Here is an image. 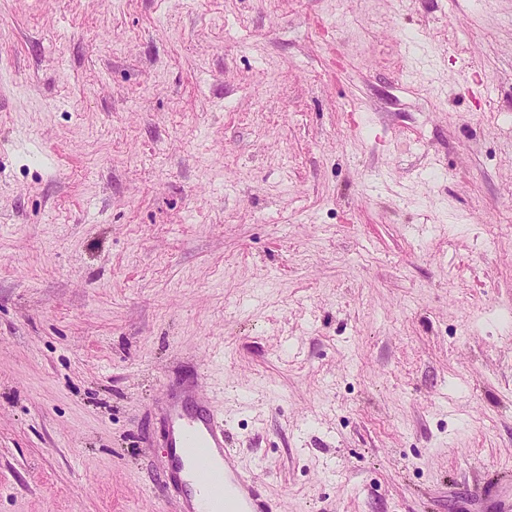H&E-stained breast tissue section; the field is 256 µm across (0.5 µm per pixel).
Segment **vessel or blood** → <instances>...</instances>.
Segmentation results:
<instances>
[{"label":"vessel or blood","mask_w":512,"mask_h":512,"mask_svg":"<svg viewBox=\"0 0 512 512\" xmlns=\"http://www.w3.org/2000/svg\"><path fill=\"white\" fill-rule=\"evenodd\" d=\"M165 445L169 472L160 497L179 494V512H274L271 501L225 446L224 421L215 406L184 389L167 406Z\"/></svg>","instance_id":"b4317fda"}]
</instances>
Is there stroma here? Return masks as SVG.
Here are the masks:
<instances>
[{
	"instance_id": "1",
	"label": "stroma",
	"mask_w": 512,
	"mask_h": 512,
	"mask_svg": "<svg viewBox=\"0 0 512 512\" xmlns=\"http://www.w3.org/2000/svg\"><path fill=\"white\" fill-rule=\"evenodd\" d=\"M185 384L276 512L512 498V0H0V512H177Z\"/></svg>"
}]
</instances>
